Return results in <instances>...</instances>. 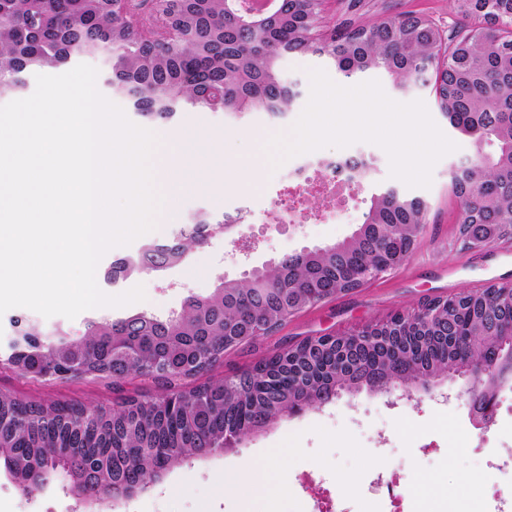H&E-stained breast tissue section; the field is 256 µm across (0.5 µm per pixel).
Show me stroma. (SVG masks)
<instances>
[{
	"label": "stroma",
	"mask_w": 512,
	"mask_h": 512,
	"mask_svg": "<svg viewBox=\"0 0 512 512\" xmlns=\"http://www.w3.org/2000/svg\"><path fill=\"white\" fill-rule=\"evenodd\" d=\"M394 11L415 12L448 27L458 23L450 0H368L366 17H374L384 3ZM283 78L298 84L300 95L287 118L269 119L253 112L237 119L221 112L185 107L176 123H155L151 129L166 138L185 128L218 141L228 158L249 163L257 148L247 139L253 129L266 135L288 133L306 106L310 94L307 71L325 69L337 84L344 77L329 67L325 58L312 54H289L279 58ZM450 138L457 151L443 157L434 167L427 188H404L389 176V159L377 145L359 142L346 149L347 155L371 158L376 170L359 187L342 186L331 206L336 214L322 219L321 199L307 198L299 204L304 216L296 224H276L272 214L288 203L294 183L290 168L305 162V155L287 160L278 169H262L256 183L225 184L223 170H216L209 190L184 194L177 216L159 224L151 238L164 241L173 236L193 214L211 215L237 210L249 211L246 231L256 244L246 254L234 252L231 243L216 235L196 249L188 259L159 271L134 277L133 281L101 283L103 292L117 295L143 286L146 298L128 306L97 308L75 319L54 316L41 320L43 326H61L80 334L88 321L115 320L138 312L164 319L179 312L191 296L211 294L225 280L241 279L243 271L263 268L284 255L307 248L323 247L349 237L365 219L373 194L389 187L401 188L404 196L424 201L428 223L408 261L355 290L333 296L308 308L274 334L258 338L225 355L223 363L209 371L212 379L232 377L252 367L266 355L288 348L307 337L340 335L351 329L383 320L399 311L416 308L421 301L475 291L491 284L512 283V237L489 245L462 247L457 234L458 206L450 191L451 167L472 152L470 140L458 133ZM36 319L29 309H10L0 318V389L30 400L112 406L121 398L156 395L158 382L132 376L114 384L110 380L40 379L21 377L4 359L10 335L9 320L15 316ZM295 447L288 467V496L280 512H303L319 492L331 496V512H359L371 498L396 495L406 512L415 508L413 481L432 479L440 486H453L465 493L472 482L485 484L487 494L512 483L508 476L491 469L490 461L512 454V391L502 393L488 432L475 429L462 401L443 405L417 392L409 399H388L360 391L341 394L332 401L305 410L297 416H282L249 435L238 451L214 452L189 458L169 468L146 491L128 499L101 500L84 504L65 482H52L32 493H24L15 479L0 467V512H254V501L241 493H222L219 484L225 472L247 471L268 463L275 449ZM349 475L350 488H342L340 475Z\"/></svg>",
	"instance_id": "1"
}]
</instances>
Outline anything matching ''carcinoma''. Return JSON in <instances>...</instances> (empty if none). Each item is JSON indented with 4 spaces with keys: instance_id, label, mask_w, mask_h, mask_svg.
I'll use <instances>...</instances> for the list:
<instances>
[{
    "instance_id": "carcinoma-1",
    "label": "carcinoma",
    "mask_w": 512,
    "mask_h": 512,
    "mask_svg": "<svg viewBox=\"0 0 512 512\" xmlns=\"http://www.w3.org/2000/svg\"><path fill=\"white\" fill-rule=\"evenodd\" d=\"M453 0L465 22L443 36L412 12L361 22L346 10L331 33L320 0H280L255 31L235 21L225 0H0V95L24 87L32 67H57L74 56L111 52L112 92L146 121L171 122L183 105L211 112L250 110L283 118L299 92L276 66L285 54L324 57L349 78L379 71L404 95L432 86L442 116L470 139L473 154L451 173L462 242L490 244L512 233V0ZM361 158L349 176L370 179ZM369 223L329 247L279 261L256 280L220 284L186 301L165 320L137 313L93 322L79 337L35 349L43 371L112 380L136 374L163 378L167 392L125 398L112 407L31 401L0 390V456L31 493L62 477L87 492L115 482L145 483L155 470L209 453L224 430L244 432L288 414V405H321L324 393L353 394L369 378L409 387L422 374L453 378L468 360L477 369L512 330V284H491L434 298L370 324L371 331L308 338L237 375L234 385L207 380L186 389L175 381L199 375L224 355L268 335L288 319L372 280L399 263L404 240L427 224L423 201L386 189L371 199ZM217 221L193 215L171 240L148 242L112 262L106 279H131L179 263L205 244ZM11 340L35 345L47 330L10 319Z\"/></svg>"
}]
</instances>
